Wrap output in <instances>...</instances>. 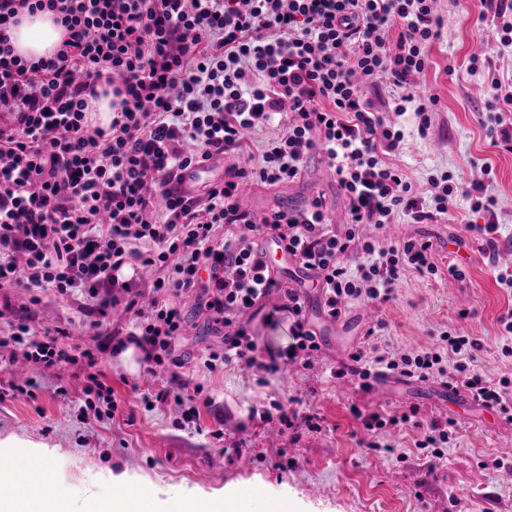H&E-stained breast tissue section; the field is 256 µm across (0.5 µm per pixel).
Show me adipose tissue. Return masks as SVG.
<instances>
[{
    "label": "adipose tissue",
    "instance_id": "adipose-tissue-1",
    "mask_svg": "<svg viewBox=\"0 0 512 512\" xmlns=\"http://www.w3.org/2000/svg\"><path fill=\"white\" fill-rule=\"evenodd\" d=\"M64 36V30L54 21L51 12L33 15L22 14L12 28V45L24 58L49 57ZM34 472L33 478L22 479L16 472L0 470V512H72L70 504L62 497H41L39 480L46 473L42 456L28 458Z\"/></svg>",
    "mask_w": 512,
    "mask_h": 512
}]
</instances>
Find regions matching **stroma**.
I'll list each match as a JSON object with an SVG mask.
<instances>
[{
  "label": "stroma",
  "mask_w": 512,
  "mask_h": 512,
  "mask_svg": "<svg viewBox=\"0 0 512 512\" xmlns=\"http://www.w3.org/2000/svg\"><path fill=\"white\" fill-rule=\"evenodd\" d=\"M482 0H436L443 20L441 36L429 47V66L418 76L422 92L437 97L426 135H419L412 114L401 118L404 144L393 158L415 190L427 193L428 178L451 171L463 182L483 181L496 199L493 212L472 213L465 197H458L447 216L433 224H412L399 219L393 237L412 236L432 242L438 274L429 279L409 272L400 280L391 301L373 306V320L385 328L372 342L380 349L401 354L433 346L443 331L478 339L477 369L492 382L512 380V356L501 353L500 317L512 309V289L501 287L496 276L501 266H512V152L496 145L481 124L486 111L480 89L492 78L512 80V47L487 52V66L472 70L470 58L486 51L495 34L494 21H480ZM491 165L484 174L483 165ZM254 211L297 208L322 196L334 223L345 221V202L336 177L321 154L309 156L302 178L277 185L252 187ZM473 224L498 227L496 253ZM464 276H449V264ZM280 281L303 288L306 317L321 340L311 368L282 367L271 372L251 371L230 364L208 371L200 357L224 345L223 333L213 329L198 297L181 304L184 330L175 342L182 372L203 389L198 395L196 424L176 426L178 413L170 402L145 408L144 392L169 386L167 373L147 377L145 367L129 369L104 352L97 369L112 386L120 405L112 420L81 423L83 379L70 365L43 369L21 367L0 360V385L37 386L35 398L24 395L0 401V441L32 453L51 451L49 474L55 491L74 512L90 501L111 499L115 484L126 483L146 491L158 512H174L176 498L192 495L223 500L234 494L248 512H268L271 503L282 512H512V421L482 409L454 420L452 435L441 457H431L419 443L425 426L445 421L440 405L401 387L394 376V394L361 390L358 380L333 373L350 362L360 339H335L327 333L323 297L311 273L292 269ZM273 302L244 317L263 356L289 346L291 322L274 313ZM37 325L69 329L71 343L96 347L84 334L83 303L46 291L34 306ZM66 386L69 403L56 397ZM292 403L299 413L316 415L321 431L304 425L287 427L278 420L253 417V409L271 403ZM416 411L417 425L386 426L370 432L360 417L382 418ZM242 455L232 454V446ZM248 469H241L240 458ZM503 466H494V459Z\"/></svg>",
  "instance_id": "obj_1"
}]
</instances>
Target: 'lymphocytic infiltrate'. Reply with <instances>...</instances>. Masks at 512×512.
Returning a JSON list of instances; mask_svg holds the SVG:
<instances>
[{"mask_svg":"<svg viewBox=\"0 0 512 512\" xmlns=\"http://www.w3.org/2000/svg\"><path fill=\"white\" fill-rule=\"evenodd\" d=\"M434 0H0V291L29 297L0 328V351L54 367L84 360L81 421L112 419L117 401L93 369L92 350L74 352L67 332L36 326L41 292L79 297L102 335L113 308L132 325L117 348L135 344L150 368L173 365L181 336L180 301L203 290V308L224 347L202 357L208 370L240 363L266 370L241 317L271 294L291 320L285 363L310 361L319 344L297 289L265 263L259 238L272 237L314 274L332 320L358 302L390 300L406 272L437 275L432 244L385 242L383 229L404 217L430 224L457 196L473 211L495 201L479 181L453 173L415 192L390 162L404 140L366 95L376 78L402 93L397 114L430 126L436 99L417 101L412 79L429 65L440 36ZM50 11L66 31L55 53L16 54L10 29L23 12ZM112 89V120L88 112L101 87ZM270 134L252 143L259 129ZM321 153L336 175L347 221L332 223L322 197L301 210L257 215L239 200L246 183L300 178ZM224 178L195 195L176 189L184 170L214 158ZM479 340L442 332L433 347L409 354L360 348L346 371L369 388L370 375L440 379L512 413V383L476 369Z\"/></svg>","mask_w":512,"mask_h":512,"instance_id":"1","label":"lymphocytic infiltrate"}]
</instances>
